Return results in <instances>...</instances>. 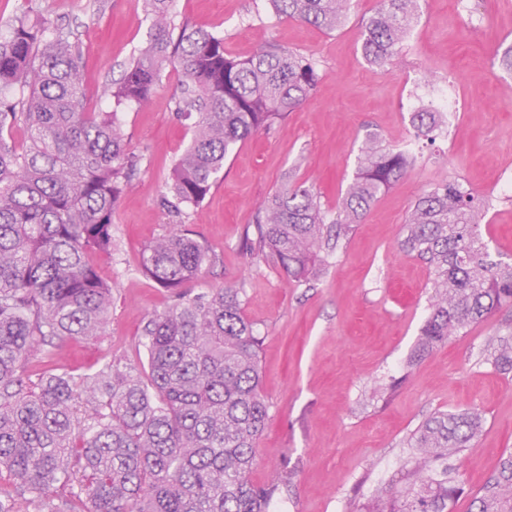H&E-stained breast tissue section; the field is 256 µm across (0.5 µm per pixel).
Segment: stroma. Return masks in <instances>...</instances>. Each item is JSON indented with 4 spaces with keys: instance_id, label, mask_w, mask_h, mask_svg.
I'll return each instance as SVG.
<instances>
[{
    "instance_id": "stroma-1",
    "label": "stroma",
    "mask_w": 512,
    "mask_h": 512,
    "mask_svg": "<svg viewBox=\"0 0 512 512\" xmlns=\"http://www.w3.org/2000/svg\"><path fill=\"white\" fill-rule=\"evenodd\" d=\"M26 4L73 28L82 42L86 95L100 107L105 82L120 78L147 39L150 24L138 0H0V23ZM376 5L351 0L345 22L326 31L277 17L268 0H173L176 20L223 35L231 55L246 58L275 42L322 63L311 97L273 131L240 145L192 210V230L218 260L191 289L246 288L244 313L262 338V393L271 405L252 479L293 470L275 501L281 512H353L396 479L406 440L428 416L462 409L480 412L484 425L474 451L458 463L465 494L454 512H476L473 495L512 451V375L478 363L489 337L512 330V307L410 362L434 292L429 266L404 252L401 239L417 198L433 183L458 179L477 194L495 195L490 246L512 259V201L500 182L512 173V75L498 64L512 44V0H473L479 25L451 0H418L400 61L382 68L364 59L360 42V20ZM416 78L452 81L462 110L434 147L416 148L414 166L368 209L320 281L296 286L276 265L242 251L245 225L283 187L287 172L332 206L353 178L366 131L386 146L408 144L415 136L408 91ZM177 85L169 74L148 103L119 112L141 171L114 208L117 252L96 260L112 284L110 323L103 336L59 342L60 370L83 374L112 354L141 362L142 326L170 302L140 272L139 259L166 228L158 199L191 138L187 121L171 109ZM389 383L396 386L392 397L374 400V390Z\"/></svg>"
}]
</instances>
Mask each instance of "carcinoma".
I'll return each mask as SVG.
<instances>
[{"instance_id":"cac0c4a2","label":"carcinoma","mask_w":512,"mask_h":512,"mask_svg":"<svg viewBox=\"0 0 512 512\" xmlns=\"http://www.w3.org/2000/svg\"><path fill=\"white\" fill-rule=\"evenodd\" d=\"M418 0H380L361 24L363 57L391 64ZM170 0H141L144 46L89 107L81 44L71 31L21 9L0 33V512H269L288 488L283 470L257 484L251 473L270 405L262 395L261 338L244 314L245 288L193 295L187 285L215 261L188 224L224 161L271 130L312 95L318 60L271 45L247 59L224 37L176 22ZM277 16L334 30L350 0H269ZM170 72L173 110L191 121L159 205L168 231L151 242L140 271L171 294L142 327L146 364L114 355L92 373L38 374L57 343L105 333L112 285L94 259L117 249L115 204L138 173L117 108L145 104ZM435 140L436 112L411 116ZM408 147L368 133L336 218L302 185L274 193L241 243L296 284L318 278L354 224L414 165ZM493 205L458 181L433 184L403 226V249L433 269L432 310L410 361L512 306V262L492 256L481 221ZM480 363L512 373V333L494 337ZM475 411L434 413L412 434L401 489L365 512H452L464 493L451 459L474 448ZM479 512H512V452L475 496Z\"/></svg>"}]
</instances>
